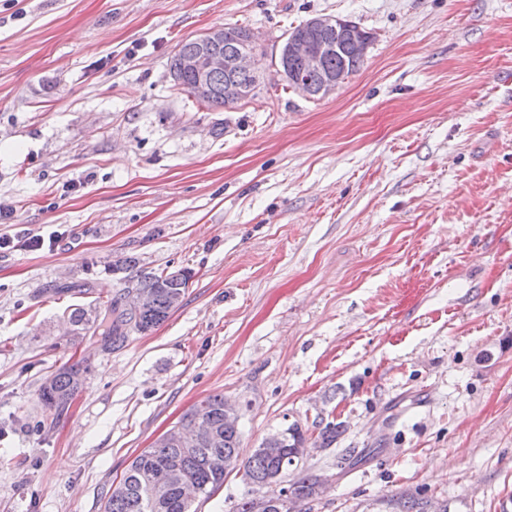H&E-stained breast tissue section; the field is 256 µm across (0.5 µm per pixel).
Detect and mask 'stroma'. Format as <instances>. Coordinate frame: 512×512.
Wrapping results in <instances>:
<instances>
[{"mask_svg":"<svg viewBox=\"0 0 512 512\" xmlns=\"http://www.w3.org/2000/svg\"><path fill=\"white\" fill-rule=\"evenodd\" d=\"M370 31L313 99L267 70L214 109L178 45L313 16ZM512 0H0V512H103L128 464L207 395L241 456L291 423L301 512L512 503ZM187 268L179 307L117 349L78 327L135 271ZM89 367L62 412L42 383ZM320 475L313 474V473H304L303 471L299 472L297 476L292 479L290 482V487L292 488V496H293V502H292V496L290 493V490L287 489V487H284L281 485L276 486L277 490H280L277 494L278 500L276 501V504L279 506L286 507L288 506V509L291 507V504L293 505L294 511H300L296 510L301 504L303 503H310L319 498L316 484L318 479L320 478ZM288 509H285L281 512H294V511H288ZM393 506L396 509L395 512H448L447 505L442 507L424 498L415 497L400 498L393 503Z\"/></svg>","mask_w":512,"mask_h":512,"instance_id":"35a3bbf8","label":"stroma"}]
</instances>
